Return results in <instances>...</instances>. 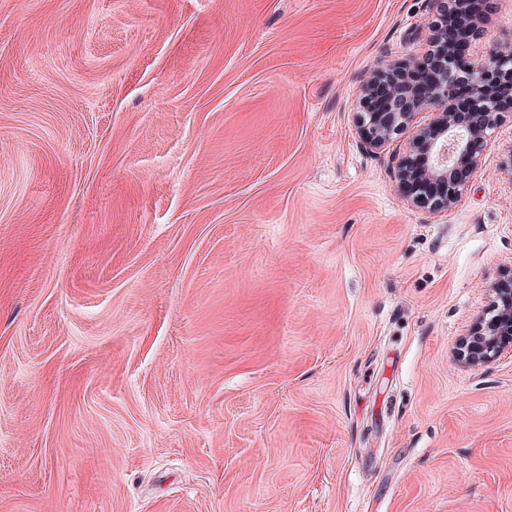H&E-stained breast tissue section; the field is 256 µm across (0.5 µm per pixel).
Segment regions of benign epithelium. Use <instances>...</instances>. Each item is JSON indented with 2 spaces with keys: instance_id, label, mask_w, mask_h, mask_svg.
<instances>
[{
  "instance_id": "obj_1",
  "label": "benign epithelium",
  "mask_w": 512,
  "mask_h": 512,
  "mask_svg": "<svg viewBox=\"0 0 512 512\" xmlns=\"http://www.w3.org/2000/svg\"><path fill=\"white\" fill-rule=\"evenodd\" d=\"M437 18L430 23V34L424 47H435L440 37V24L448 22L447 0H432ZM512 57V41L500 44L488 55L473 54L467 71L462 76L450 77L442 69L435 76L425 95L413 99L407 106L394 112L353 113L362 148L367 152L384 149L398 136L408 132L404 155L396 165L398 186L410 177L409 157L415 147L428 133H434L430 146L426 175L443 185L442 196L434 201L402 194L407 205L428 208L433 212L449 211L466 195L470 179H460L457 171L461 168L474 175L481 169L483 157L493 143L500 129L512 128V113L498 112L492 107L490 80L502 73L498 62ZM405 65L389 66L378 70L360 88V99H365L376 83L390 76L391 72L402 70ZM467 82L473 89L476 101L472 110L473 121L459 124L453 119L452 99L457 84ZM512 351V288H488V303L476 316L466 334L459 340L455 351L457 361L468 368H479L497 359L504 351Z\"/></svg>"
}]
</instances>
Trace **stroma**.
<instances>
[{
    "label": "stroma",
    "instance_id": "obj_1",
    "mask_svg": "<svg viewBox=\"0 0 512 512\" xmlns=\"http://www.w3.org/2000/svg\"><path fill=\"white\" fill-rule=\"evenodd\" d=\"M432 18L0 0V512H512V131L432 213L352 121ZM497 287L488 288L487 305L459 340L455 358L465 367L479 368L512 352V288Z\"/></svg>",
    "mask_w": 512,
    "mask_h": 512
}]
</instances>
